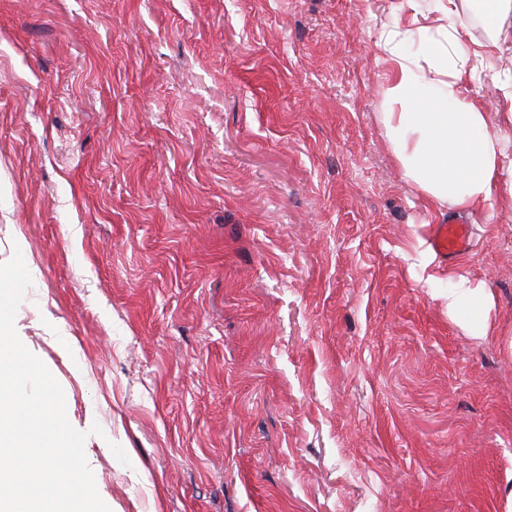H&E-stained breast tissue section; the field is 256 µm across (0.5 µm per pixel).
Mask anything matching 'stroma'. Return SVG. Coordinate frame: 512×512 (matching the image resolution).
<instances>
[{
  "mask_svg": "<svg viewBox=\"0 0 512 512\" xmlns=\"http://www.w3.org/2000/svg\"><path fill=\"white\" fill-rule=\"evenodd\" d=\"M393 0H0V263L111 512H506L512 196L468 254L382 122ZM467 96L497 110L512 56ZM490 291L454 322L449 274ZM100 425L102 435L91 434ZM473 233L472 224L458 217L448 216L439 224H432L430 245L439 258L451 260L468 252ZM449 316L474 336H488L493 297L486 288H472L461 276H448V292L440 295Z\"/></svg>",
  "mask_w": 512,
  "mask_h": 512,
  "instance_id": "1",
  "label": "stroma"
}]
</instances>
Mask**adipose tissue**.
Returning <instances> with one entry per match:
<instances>
[{
  "label": "adipose tissue",
  "mask_w": 512,
  "mask_h": 512,
  "mask_svg": "<svg viewBox=\"0 0 512 512\" xmlns=\"http://www.w3.org/2000/svg\"><path fill=\"white\" fill-rule=\"evenodd\" d=\"M440 14L435 27L412 28L392 15L377 45L386 54L393 78L385 91L387 136L405 177L437 206L471 207L501 190L512 192V82L498 86L497 127L463 92L469 53L460 33L473 14L491 22L497 51L512 47L503 22L512 0H406ZM449 316L475 336L488 335L491 293L452 276L442 296Z\"/></svg>",
  "instance_id": "obj_1"
}]
</instances>
